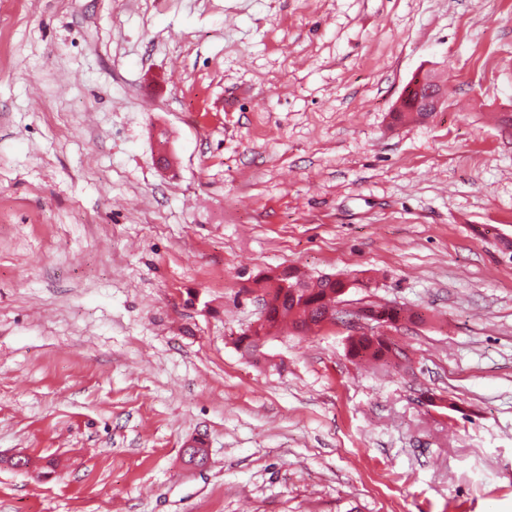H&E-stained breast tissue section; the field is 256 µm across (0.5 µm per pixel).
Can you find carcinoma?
Returning <instances> with one entry per match:
<instances>
[{
  "mask_svg": "<svg viewBox=\"0 0 512 512\" xmlns=\"http://www.w3.org/2000/svg\"><path fill=\"white\" fill-rule=\"evenodd\" d=\"M272 277L265 275L261 318L263 323L253 333H244L239 343L244 350L254 355L274 331L285 320L290 319L296 329L309 330L319 326L327 315H336V304L348 281L342 278L330 280L325 276L311 277L296 267H288L277 276V281L288 283V288L272 287ZM357 316L374 321L382 327H393L399 322H420L422 317L414 312L389 304L370 302L359 309ZM349 352L356 358L379 360L392 353V349L381 336L360 334L349 338Z\"/></svg>",
  "mask_w": 512,
  "mask_h": 512,
  "instance_id": "obj_1",
  "label": "carcinoma"
}]
</instances>
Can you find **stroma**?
<instances>
[{
  "label": "stroma",
  "instance_id": "35a3bbf8",
  "mask_svg": "<svg viewBox=\"0 0 512 512\" xmlns=\"http://www.w3.org/2000/svg\"><path fill=\"white\" fill-rule=\"evenodd\" d=\"M0 512H512V0H0ZM415 92L418 93L419 100L421 96L424 95L425 109L422 112H415L416 117L421 119L429 117L427 112H432V116L436 112H439L447 98V91L437 82L433 74L430 73L417 74L407 85L405 94L401 100V107L405 99ZM327 277L331 280L326 279L325 275L306 276L298 268L288 267L276 277L278 282L288 283V288L284 290L285 288H281L279 285L272 286L271 276H263L261 281L265 283V298H263L264 302L259 318H263V323L259 325L262 320H258L250 329L256 328L252 334H242L239 343L244 350L251 355L256 354L260 346L267 342L286 318L291 320L294 328L301 330L318 327L326 317L322 325L327 326L334 322L336 320V304L343 296V287L349 281L332 275H327ZM294 286L299 288L293 290ZM273 288H276V291L271 295L269 290ZM267 296H269L268 299ZM331 315L335 320L331 318ZM357 316L361 319L374 321L382 327H393L402 320L409 322H421L423 318L414 312H408L402 308L389 304L375 302L367 303L359 309ZM350 327L358 329V333L370 334L373 332L372 325L362 320L351 321ZM360 334L349 338V352L353 357L366 360H379L382 357L392 353L402 355L400 350H392L381 335L374 336Z\"/></svg>",
  "mask_w": 512,
  "mask_h": 512
}]
</instances>
